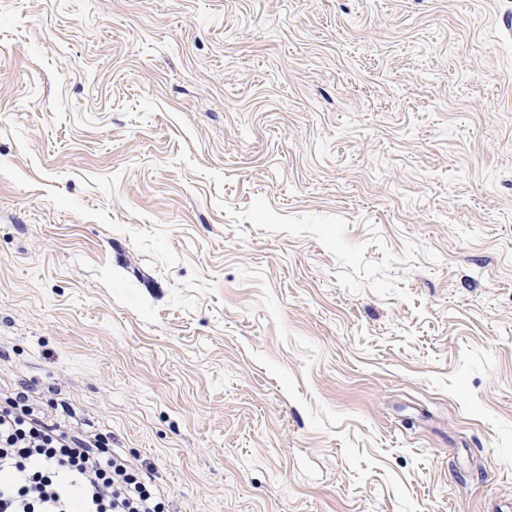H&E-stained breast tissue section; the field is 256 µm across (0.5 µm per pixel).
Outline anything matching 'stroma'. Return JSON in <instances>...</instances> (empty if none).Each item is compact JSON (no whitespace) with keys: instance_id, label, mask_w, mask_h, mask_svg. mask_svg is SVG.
Wrapping results in <instances>:
<instances>
[{"instance_id":"1","label":"stroma","mask_w":512,"mask_h":512,"mask_svg":"<svg viewBox=\"0 0 512 512\" xmlns=\"http://www.w3.org/2000/svg\"><path fill=\"white\" fill-rule=\"evenodd\" d=\"M170 512L512 505V0H0V385Z\"/></svg>"}]
</instances>
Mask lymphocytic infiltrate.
Returning a JSON list of instances; mask_svg holds the SVG:
<instances>
[{
    "label": "lymphocytic infiltrate",
    "mask_w": 512,
    "mask_h": 512,
    "mask_svg": "<svg viewBox=\"0 0 512 512\" xmlns=\"http://www.w3.org/2000/svg\"><path fill=\"white\" fill-rule=\"evenodd\" d=\"M154 469L27 391L0 398V512H166Z\"/></svg>",
    "instance_id": "lymphocytic-infiltrate-1"
}]
</instances>
